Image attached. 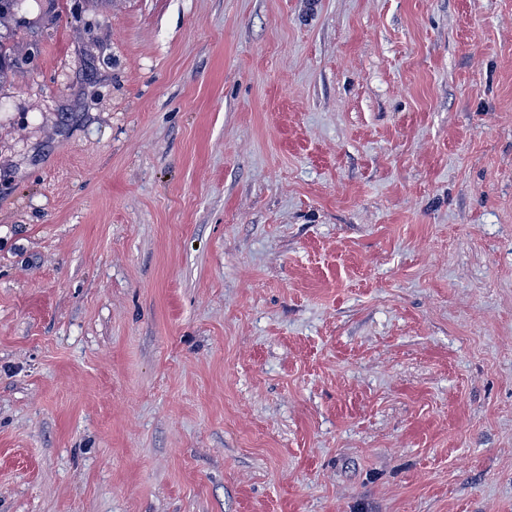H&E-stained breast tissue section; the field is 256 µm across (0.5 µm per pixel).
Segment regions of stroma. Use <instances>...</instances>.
Instances as JSON below:
<instances>
[{
	"label": "stroma",
	"instance_id": "1",
	"mask_svg": "<svg viewBox=\"0 0 512 512\" xmlns=\"http://www.w3.org/2000/svg\"><path fill=\"white\" fill-rule=\"evenodd\" d=\"M6 34L0 512H512V0Z\"/></svg>",
	"mask_w": 512,
	"mask_h": 512
}]
</instances>
